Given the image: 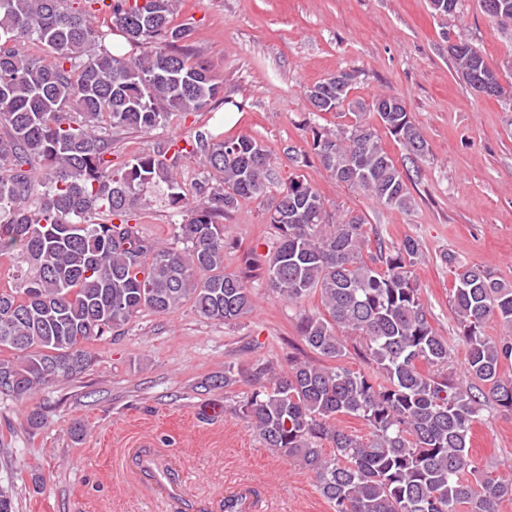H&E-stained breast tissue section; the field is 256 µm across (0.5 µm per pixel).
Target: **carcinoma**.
I'll return each mask as SVG.
<instances>
[{
    "mask_svg": "<svg viewBox=\"0 0 512 512\" xmlns=\"http://www.w3.org/2000/svg\"><path fill=\"white\" fill-rule=\"evenodd\" d=\"M479 2L498 27L512 28V0ZM176 13L177 0H0V257L21 254L30 266L0 289V350L12 352L0 358V394L22 400L80 375L92 362L84 344L145 310L167 315L189 302L203 318L234 323L251 312L263 278L297 309L306 346L336 362L292 360L279 371L267 361L246 372L251 393L240 410L266 447L311 470L334 512H499L512 499V476L484 471L469 448L485 402L512 412V378L501 374L512 361V285L455 262L453 308L467 348L468 383H460L413 277L418 240L365 259V217L331 215L300 175L271 193L272 154L248 134L198 132L114 161L113 132L147 133L224 101L222 81L187 45L190 28ZM113 32L132 53L105 47ZM24 40L44 44L50 59L18 54ZM449 55L475 94L512 100V85L479 49L460 39ZM354 80L340 71L307 89L316 111L346 109L353 119L338 131L307 124L310 150L284 152L298 167L317 159L336 183L379 205L408 210L409 177L367 106L350 99ZM372 112L409 160L429 155L399 97L377 95ZM191 158L204 170L193 196L173 172ZM246 198L265 206L276 243L229 272L223 219ZM158 204L183 215L174 223L182 247L143 232L140 215ZM315 295L321 309L310 311ZM490 320L506 334L486 336ZM350 334L363 338L361 354L383 381L341 364ZM339 415L363 419L371 436L338 428Z\"/></svg>",
    "mask_w": 512,
    "mask_h": 512,
    "instance_id": "cac0c4a2",
    "label": "carcinoma"
}]
</instances>
